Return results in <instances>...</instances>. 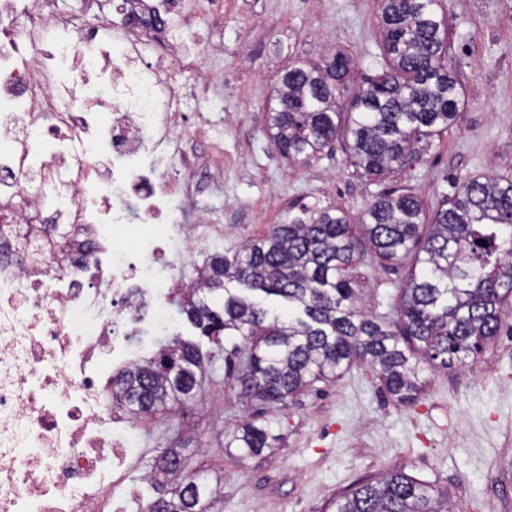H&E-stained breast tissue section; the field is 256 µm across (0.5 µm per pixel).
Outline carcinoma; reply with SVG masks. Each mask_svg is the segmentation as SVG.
Listing matches in <instances>:
<instances>
[{"mask_svg":"<svg viewBox=\"0 0 512 512\" xmlns=\"http://www.w3.org/2000/svg\"><path fill=\"white\" fill-rule=\"evenodd\" d=\"M444 18V0H379L381 60L355 88L356 62L342 51L315 64L286 65L275 99L287 107L269 113L278 152L308 163L340 138L353 164L374 178L420 163L462 106L445 63ZM348 93L343 110L338 98ZM367 250L381 264L412 260L394 320L359 307L353 270ZM510 269L512 180L479 175L432 215L416 194L395 191L377 195L355 223L332 207L290 208L269 234L231 256H212L199 273L201 287L187 289L179 307L218 351L223 338L242 339L231 349L240 395L274 411L357 363L409 406L424 394L421 365L464 368L498 336L512 303ZM233 281L251 295L232 293L226 284ZM271 296L288 302V317L258 302ZM215 351L176 340L115 377L112 391L133 419L153 416L196 395L204 361ZM281 440L270 421L251 420L231 434V456H257ZM179 457L168 449L151 465L149 475L162 479L147 512H209L217 486L184 475ZM335 506L336 512H451L447 491L401 471L359 484Z\"/></svg>","mask_w":512,"mask_h":512,"instance_id":"cac0c4a2","label":"carcinoma"}]
</instances>
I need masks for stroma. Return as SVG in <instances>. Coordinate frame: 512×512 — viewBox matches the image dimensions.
<instances>
[{"label":"stroma","mask_w":512,"mask_h":512,"mask_svg":"<svg viewBox=\"0 0 512 512\" xmlns=\"http://www.w3.org/2000/svg\"><path fill=\"white\" fill-rule=\"evenodd\" d=\"M445 3L462 118L424 162L377 181L351 166L337 141L317 159L288 162L271 146L267 126V103L288 62L340 50L359 71L374 68L377 0H186L197 38L222 48L207 66L224 76L215 90L223 124L193 127L178 141L187 156L211 164L200 208L224 215L223 236L190 254L187 275L208 255H233L268 234L294 203L355 218L393 188L412 191L432 213L467 178L512 179V0ZM409 267L364 255L355 268L364 308L394 317ZM422 376L420 401L403 407L369 367L353 365L274 417L280 448L238 462L225 453L226 436L255 407L240 398L220 352L197 400L139 421L137 466L148 472L164 449H179L190 468L220 476L212 512H335L336 496L394 470L447 490L454 512H512V306L496 340L467 367H427Z\"/></svg>","instance_id":"stroma-1"}]
</instances>
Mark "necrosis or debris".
Instances as JSON below:
<instances>
[{
  "label": "necrosis or debris",
  "mask_w": 512,
  "mask_h": 512,
  "mask_svg": "<svg viewBox=\"0 0 512 512\" xmlns=\"http://www.w3.org/2000/svg\"><path fill=\"white\" fill-rule=\"evenodd\" d=\"M114 10L0 0V512H145L112 376L193 287L181 249L223 232L177 144L214 109L193 19Z\"/></svg>",
  "instance_id": "obj_1"
}]
</instances>
